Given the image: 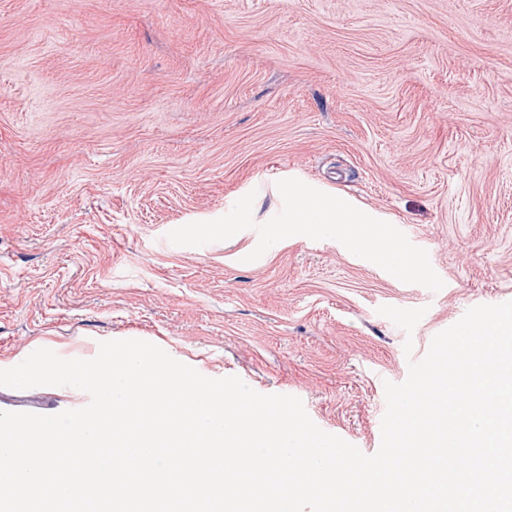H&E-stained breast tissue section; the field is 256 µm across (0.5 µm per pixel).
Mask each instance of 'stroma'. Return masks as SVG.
<instances>
[{"label":"stroma","mask_w":512,"mask_h":512,"mask_svg":"<svg viewBox=\"0 0 512 512\" xmlns=\"http://www.w3.org/2000/svg\"><path fill=\"white\" fill-rule=\"evenodd\" d=\"M286 178L383 217L443 288L332 239L247 261ZM250 192L255 228L168 240ZM506 301L512 0H0V369L144 340L371 455L385 382ZM383 305L427 312L408 335ZM87 399L0 387V411Z\"/></svg>","instance_id":"35a3bbf8"}]
</instances>
